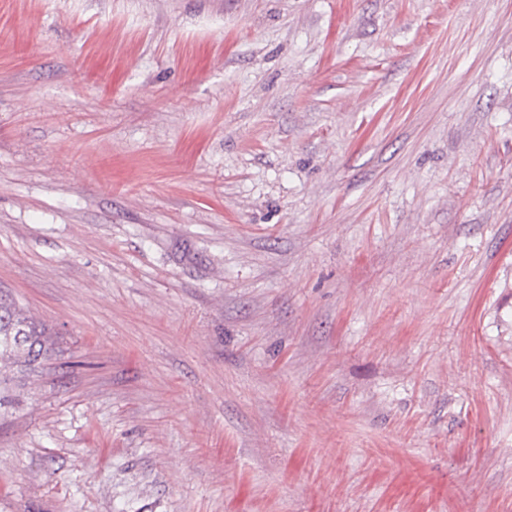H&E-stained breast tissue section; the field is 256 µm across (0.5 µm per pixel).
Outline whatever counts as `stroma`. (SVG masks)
Returning a JSON list of instances; mask_svg holds the SVG:
<instances>
[{
  "mask_svg": "<svg viewBox=\"0 0 512 512\" xmlns=\"http://www.w3.org/2000/svg\"><path fill=\"white\" fill-rule=\"evenodd\" d=\"M0 291V512H512V0H0ZM54 336L16 301L0 296V408L10 403L6 393L15 379L38 376L44 361L57 356Z\"/></svg>",
  "mask_w": 512,
  "mask_h": 512,
  "instance_id": "obj_1",
  "label": "stroma"
}]
</instances>
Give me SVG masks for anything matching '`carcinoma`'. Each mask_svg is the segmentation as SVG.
<instances>
[{
	"label": "carcinoma",
	"instance_id": "1",
	"mask_svg": "<svg viewBox=\"0 0 512 512\" xmlns=\"http://www.w3.org/2000/svg\"><path fill=\"white\" fill-rule=\"evenodd\" d=\"M59 353L56 338L15 301L0 297V407L10 403L17 378L41 373L44 361Z\"/></svg>",
	"mask_w": 512,
	"mask_h": 512
}]
</instances>
